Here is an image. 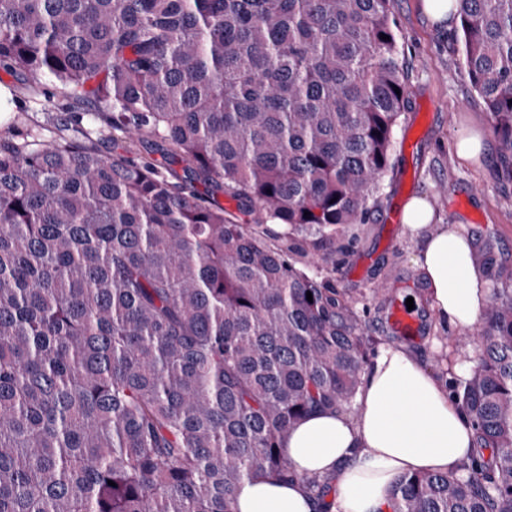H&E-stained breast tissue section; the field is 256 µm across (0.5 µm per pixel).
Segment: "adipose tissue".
<instances>
[{"instance_id":"adipose-tissue-1","label":"adipose tissue","mask_w":512,"mask_h":512,"mask_svg":"<svg viewBox=\"0 0 512 512\" xmlns=\"http://www.w3.org/2000/svg\"><path fill=\"white\" fill-rule=\"evenodd\" d=\"M427 203L413 198L404 222L418 235L416 263L438 315L472 326L489 292L461 227L430 229ZM357 417L331 411L292 429L283 451L296 473L330 478L334 512H390L387 488L405 473H455L471 463L473 431L442 381L404 349L384 346L357 394ZM322 501L299 480L246 482L235 512H322Z\"/></svg>"}]
</instances>
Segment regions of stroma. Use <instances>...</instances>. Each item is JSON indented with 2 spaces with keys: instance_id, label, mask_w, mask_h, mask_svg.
Instances as JSON below:
<instances>
[{
  "instance_id": "stroma-1",
  "label": "stroma",
  "mask_w": 512,
  "mask_h": 512,
  "mask_svg": "<svg viewBox=\"0 0 512 512\" xmlns=\"http://www.w3.org/2000/svg\"><path fill=\"white\" fill-rule=\"evenodd\" d=\"M421 0H393L401 37L407 93L394 132L392 169L384 179L379 206L354 228L349 255L338 257L334 276L341 288L353 289L375 338L382 347L375 287L388 288L397 301L427 295L428 286L415 263L417 246L403 220L408 199L422 196L433 211L432 223L460 225L465 232L493 236L498 250L512 259V161L491 130V118L460 63L454 29L434 25L422 12ZM0 87L14 101L0 116V132L11 127L46 124L43 98L21 90L19 77L0 70ZM484 137L482 151L471 161L457 153L469 132ZM430 332L411 335L403 347L429 369H436L435 335H460L461 330L429 312Z\"/></svg>"
}]
</instances>
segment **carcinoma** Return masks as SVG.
Masks as SVG:
<instances>
[{"label":"carcinoma","mask_w":512,"mask_h":512,"mask_svg":"<svg viewBox=\"0 0 512 512\" xmlns=\"http://www.w3.org/2000/svg\"><path fill=\"white\" fill-rule=\"evenodd\" d=\"M450 7L511 154L512 0ZM0 69L98 121L0 134V512H234L258 477L327 497L282 442L358 412L369 327L332 273L391 168L392 0H0ZM472 261L479 327L436 340L475 346L451 380L475 454L397 477L391 512H512V260L481 236Z\"/></svg>","instance_id":"obj_1"}]
</instances>
